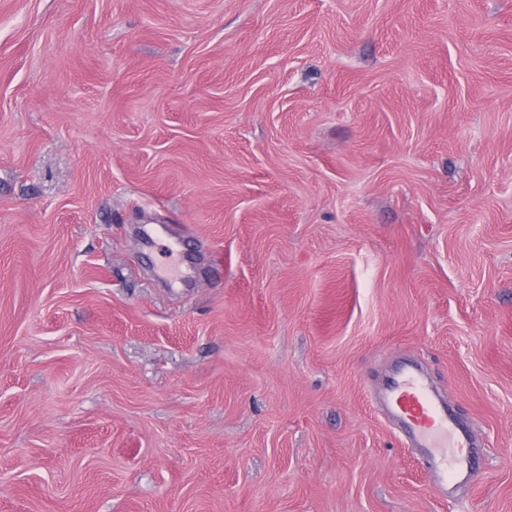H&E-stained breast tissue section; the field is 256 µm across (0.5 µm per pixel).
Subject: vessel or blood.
Segmentation results:
<instances>
[{"label":"vessel or blood","instance_id":"b4317fda","mask_svg":"<svg viewBox=\"0 0 512 512\" xmlns=\"http://www.w3.org/2000/svg\"><path fill=\"white\" fill-rule=\"evenodd\" d=\"M378 397L386 414L399 425L405 442L419 450L436 493L447 492L452 484H475L482 470L473 434L433 396L418 370L403 366L381 386Z\"/></svg>","mask_w":512,"mask_h":512}]
</instances>
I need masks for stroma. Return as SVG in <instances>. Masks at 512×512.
<instances>
[{
  "label": "stroma",
  "mask_w": 512,
  "mask_h": 512,
  "mask_svg": "<svg viewBox=\"0 0 512 512\" xmlns=\"http://www.w3.org/2000/svg\"><path fill=\"white\" fill-rule=\"evenodd\" d=\"M0 512H512V0H0ZM378 397L386 414L399 425L405 442L419 450L436 493L448 492V484H475L483 472L473 434L460 425L448 405L433 396L418 370L404 365L381 386Z\"/></svg>",
  "instance_id": "1"
}]
</instances>
